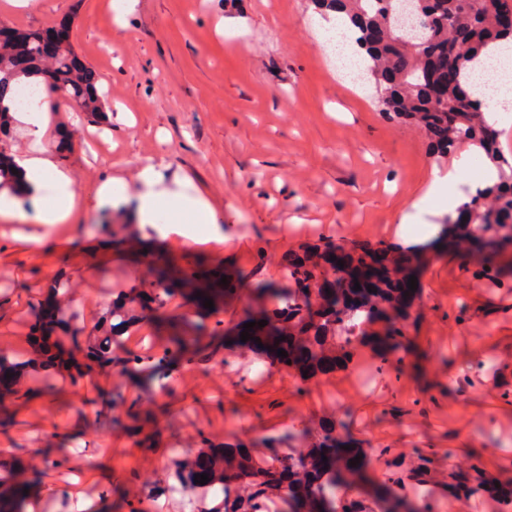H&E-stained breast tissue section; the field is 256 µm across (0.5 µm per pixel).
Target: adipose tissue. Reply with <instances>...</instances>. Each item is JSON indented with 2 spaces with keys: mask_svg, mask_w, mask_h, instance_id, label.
Listing matches in <instances>:
<instances>
[{
  "mask_svg": "<svg viewBox=\"0 0 512 512\" xmlns=\"http://www.w3.org/2000/svg\"><path fill=\"white\" fill-rule=\"evenodd\" d=\"M50 107L42 103L20 109L17 117L27 126L29 146L16 156L17 171L26 186V194L35 205L33 214H26L19 203L9 194L0 192V222L12 224L30 221L36 224L53 225L72 223L85 215L89 209L75 190V179L69 169L59 166L46 148L48 114ZM161 173L155 166L140 169L135 188H128L118 178H107L97 190L101 202H120L127 196H135L137 214L141 223L155 222L159 205L170 201L178 215L176 222L160 225L162 236H178L186 241L200 238H223L224 229L210 203L202 196L181 190L172 196H164L159 186Z\"/></svg>",
  "mask_w": 512,
  "mask_h": 512,
  "instance_id": "obj_1",
  "label": "adipose tissue"
}]
</instances>
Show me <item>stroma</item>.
I'll list each match as a JSON object with an SVG mask.
<instances>
[{"label":"stroma","instance_id":"1","mask_svg":"<svg viewBox=\"0 0 512 512\" xmlns=\"http://www.w3.org/2000/svg\"><path fill=\"white\" fill-rule=\"evenodd\" d=\"M70 20L72 49L106 94L105 116L53 103L50 128H69V152H54L90 202L80 224L0 223V354L21 363L20 392L0 398V457L23 467L33 485L25 512H200L219 488L171 492L170 458L198 447L250 441L258 457L289 425L329 417L366 451L375 477L379 449L434 452L424 485L398 494L446 512L448 460H480L512 477V267L470 264L464 249L439 250L447 238V199L411 203L458 152H433L428 134L381 112L373 86L345 81L319 42L323 25L311 0H136L117 29L112 0H0V22L37 32ZM154 165L163 186L188 182L211 203L224 239L191 245L140 223L134 199L97 204L103 178L134 183ZM37 243L16 240V233ZM416 249L421 257L409 343L401 375L375 378L361 392L354 375L369 370L360 349L353 369L311 382L287 368L265 371L247 348L181 367L167 388L131 382L113 370L80 381L39 367L28 341L41 301L57 281L70 326L112 354L168 342L151 315L113 333L112 296L144 287L158 258L185 271L221 270L234 293L221 319L234 332L264 284L288 287L286 257L302 245ZM500 383H493L494 371ZM147 409L155 429L136 446L128 410Z\"/></svg>","mask_w":512,"mask_h":512}]
</instances>
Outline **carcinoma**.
Returning <instances> with one entry per match:
<instances>
[{
	"label": "carcinoma",
	"instance_id": "carcinoma-1",
	"mask_svg": "<svg viewBox=\"0 0 512 512\" xmlns=\"http://www.w3.org/2000/svg\"><path fill=\"white\" fill-rule=\"evenodd\" d=\"M404 4L406 9L399 13L383 0H313L322 14L335 13L347 25L342 38L361 50L356 67H364L369 81L385 90L379 100L381 111L409 119L429 132L443 122L447 141L477 148L497 170L498 182L511 184L493 201L481 191L463 207L470 223L481 225L479 235L493 233L487 243L512 246V157L497 147L496 136H485L484 112L490 108L492 94L482 82L496 61L489 49L508 40L501 26L512 16V0H404ZM13 39L26 50L31 65L23 72L16 70L11 46L0 44V131L11 125L20 81L40 80L46 70L55 74L82 111L92 115L105 111L92 74L75 67L69 43L47 60L39 36L15 30ZM13 167V156L0 147V190L20 193L24 184L12 173ZM339 260L344 266L337 265ZM417 263L416 257L403 264L355 245L326 243L295 251L285 263V277L292 287L261 289L272 303L249 314L247 321L255 326L245 342L225 336L223 321L218 320L211 330L176 336L153 354L117 357L107 344L90 343L82 361L77 357L80 332H71L68 346L54 336L61 327V307L53 295L41 305L31 341L43 348L53 366L64 367L75 380L95 367H116L121 373L147 369L164 389L179 355L188 351L196 362L212 357L208 335L224 337L226 351L235 346L258 348L261 343L259 352L270 366L286 365L300 380L309 381L349 369L359 348L371 350L382 362L402 348L406 340L402 327L412 317L414 297L408 280ZM357 283L358 291L354 290ZM176 290L200 308L205 298L217 307L227 296L221 275L178 277L163 260L147 287L112 301V316L130 326L139 317L137 311L159 312ZM261 320L267 325L257 326ZM279 349L287 357L277 356ZM294 440L301 445L285 452L275 449L264 459L254 456L243 440L196 448L174 461L176 477L192 491L200 487L195 475L208 474L205 487L218 484L223 493L218 512H271L276 503L282 505L280 512H430L427 501L417 505L393 493L391 486L402 483L396 460H390L385 480L377 485L370 482L363 465H350L361 451L339 452L345 440L336 421H319L313 433L292 427L270 442ZM413 453L410 478L424 483L432 456L418 448ZM285 470L291 475L286 485L279 480ZM448 478L449 489L461 499L486 494L484 472L477 462L453 464ZM26 488L15 472L1 475L0 512H23L20 504Z\"/></svg>",
	"mask_w": 512,
	"mask_h": 512
}]
</instances>
